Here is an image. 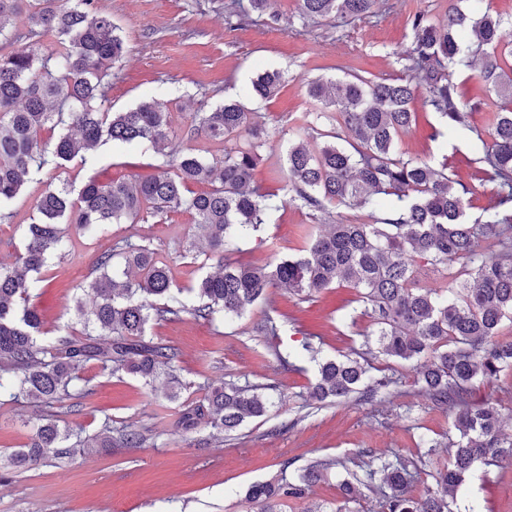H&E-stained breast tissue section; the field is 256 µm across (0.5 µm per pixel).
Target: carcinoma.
I'll return each mask as SVG.
<instances>
[{"instance_id":"carcinoma-1","label":"carcinoma","mask_w":512,"mask_h":512,"mask_svg":"<svg viewBox=\"0 0 512 512\" xmlns=\"http://www.w3.org/2000/svg\"><path fill=\"white\" fill-rule=\"evenodd\" d=\"M375 0H298L303 19L370 16ZM24 13L32 30L22 49L0 53V218L34 167H61L107 142L149 143L164 157L158 173L100 184L79 191L48 187L27 225L19 265L0 266V395L49 407L67 403L78 412L93 394L80 369L96 364L122 371L154 386L165 376L166 396L180 398L187 384L177 374L178 350L147 337L154 318L178 321L186 312L212 321L241 317L282 286L302 301L336 282L358 292L372 322L365 349L357 356L318 362L310 397L317 403L351 397L372 404L398 385L383 374L372 377V359L385 356L414 363L415 384L433 407L455 412L456 436L448 438V467L436 487L414 490L426 462L416 464L387 450L370 459L341 463L349 475L342 492L351 500L357 486L376 496L379 512H453L450 504L464 477L478 465L512 467V437L500 430L497 404L472 399L477 380L512 369V23L498 14L448 8V19L433 22L417 13L410 19L412 42L403 51L406 69L426 86L429 106L448 128L469 127L457 74L481 60L480 76L497 98L491 142L482 143L470 164L496 183L484 219L465 218V194L448 174V163L433 164L407 155L399 137L414 120L411 104L418 86L403 79H316L308 95L320 105L332 130L312 152L302 142L288 146V191L322 213L337 204L366 212L367 222L331 225L310 237L294 255L276 263L244 265L229 257L237 242L262 229L272 198L253 187L263 146L255 113L237 102L193 114L186 136L205 137L224 148V159L208 162L191 149L172 146L167 106L150 99L113 112L105 106L111 70L127 51L124 36L93 0H0V43L14 40L6 25ZM55 40L44 54L40 38ZM283 74L265 71L251 84L252 96L273 97ZM60 129L53 146L42 132ZM210 183L195 193L189 186ZM193 217V242L206 244L218 271L184 290L173 285L169 266L148 238L122 239L101 253L85 287L94 293L82 336L40 337L36 310L26 302L37 273L70 251L66 226L103 234L113 224L148 223L171 211ZM448 272L449 283L420 285L416 259ZM195 295L190 307L182 294ZM271 402L250 383L207 386L202 404L185 408L180 423L192 430L205 421L216 433L233 432L266 414ZM68 430L47 418L31 433L27 450L11 460L38 465L63 456ZM146 436L123 431L112 436V420L101 424L84 448H139ZM335 462L311 464L295 480L252 485L250 500L262 512H278L276 502L301 498Z\"/></svg>"}]
</instances>
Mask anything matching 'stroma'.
<instances>
[{
    "instance_id": "obj_1",
    "label": "stroma",
    "mask_w": 512,
    "mask_h": 512,
    "mask_svg": "<svg viewBox=\"0 0 512 512\" xmlns=\"http://www.w3.org/2000/svg\"><path fill=\"white\" fill-rule=\"evenodd\" d=\"M231 2L94 0L127 43L106 96L116 111L147 98L168 103L171 127L179 135L186 132L193 113L227 99L252 103L269 133L260 150L255 184L273 195L276 208L263 230L239 243L232 257L245 263H275L298 246L304 227L352 222L357 216L345 207L326 215L312 212L292 201L285 186L289 144L301 140L318 149L323 143L319 133L329 127L317 115L308 82L355 75L412 79L400 57L412 41L409 18L422 13L443 20L449 0H377L374 16L351 23L303 20L297 0H276L273 14H253L231 24L226 20ZM267 70L281 71L284 84L273 98L251 102V82ZM458 80L465 103L473 107L469 128L445 129L422 89L412 104L416 120L401 134L400 147L433 165L447 164L455 180L469 189L466 216L472 221L481 217L496 190L469 163L489 136L495 107L478 70L465 71ZM160 161L148 144L110 143L63 168L32 170L10 204V219L0 222V261L14 263L35 203L48 185L64 183L77 189L91 179L107 183L145 177L155 173ZM192 224L188 212L175 211L155 223L115 224L102 235L71 232L68 256L50 259L30 294L29 304L42 318L43 339L82 334L75 304L92 306L94 296L80 285L97 256L121 238L150 237L174 285L193 286L209 268L205 256L188 252ZM267 315L276 322V335H252V324ZM371 329L355 290L344 284L310 301L279 289L272 304L257 303L233 320L199 322L186 313L176 322H149V338L179 352L178 368L188 384L179 400H168L163 390L146 389L137 377L90 364L83 376L94 393L83 409L56 411L61 426L81 437L93 436L108 419L113 427L146 434L147 442L140 448H75L60 463L9 470L6 481L0 482V512H260V505L246 495L252 483L283 474L292 478L315 461H345L361 452L392 449L418 455L416 435L443 439L449 419L418 393L409 363L374 359V367L401 380L399 395L380 402L351 399L320 405L309 397L317 366L305 343L314 342L321 357L339 358L361 349ZM277 349L289 353L294 370L278 368L273 357ZM229 379L270 386L274 406L222 436L204 425L184 430L179 424L184 407L201 400L204 386ZM40 414V408L26 400L0 397V459L24 448ZM341 475V469L329 470L305 497L283 499V512H307L315 505L336 512L343 504ZM474 506L483 512H512V468L481 467L468 474L452 508L469 512Z\"/></svg>"
}]
</instances>
